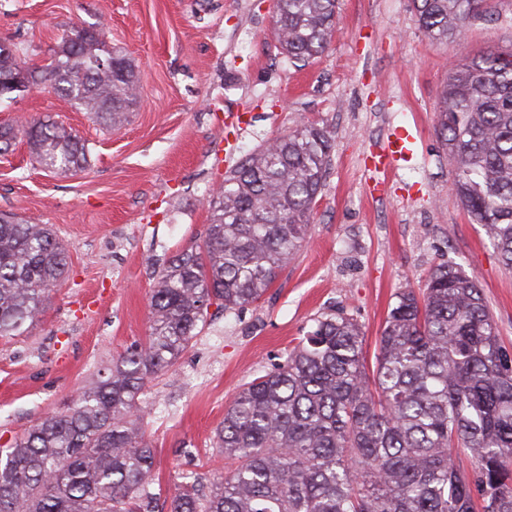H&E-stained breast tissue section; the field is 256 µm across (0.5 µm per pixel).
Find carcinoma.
Listing matches in <instances>:
<instances>
[{
  "instance_id": "carcinoma-1",
  "label": "carcinoma",
  "mask_w": 512,
  "mask_h": 512,
  "mask_svg": "<svg viewBox=\"0 0 512 512\" xmlns=\"http://www.w3.org/2000/svg\"><path fill=\"white\" fill-rule=\"evenodd\" d=\"M337 0H275V38L306 63L328 47ZM432 42L463 46L488 0H413ZM62 39L49 71L28 69L77 109L118 129L137 98L129 60L93 59L105 30ZM22 65L0 45V76ZM453 189L512 268V49L460 54L437 103ZM34 160L64 174L88 148L66 128L23 129ZM330 132L304 121L249 153L209 200L202 243L159 271L146 341L112 362L73 403L24 430L0 462V512H512V349L478 284L437 265L422 292L398 293L367 372L364 334L342 309L314 319L283 362L225 410L214 447L224 477L205 490L151 491L155 448L137 401L171 367L215 304L264 296L300 250L331 159ZM68 250L46 224L0 219V337L21 336L63 278Z\"/></svg>"
}]
</instances>
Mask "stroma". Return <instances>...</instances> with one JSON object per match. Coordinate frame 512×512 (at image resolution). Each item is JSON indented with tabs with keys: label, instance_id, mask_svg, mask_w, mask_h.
<instances>
[{
	"label": "stroma",
	"instance_id": "obj_1",
	"mask_svg": "<svg viewBox=\"0 0 512 512\" xmlns=\"http://www.w3.org/2000/svg\"><path fill=\"white\" fill-rule=\"evenodd\" d=\"M274 0H0V44L28 66L49 63L63 34L104 24L134 63L138 100L108 129L35 88L0 99V125L52 120L86 144L76 174L40 167L27 139L0 152V217L50 225L69 265L39 320L0 338V448L66 407L151 332L157 274L205 236L207 201L245 153L309 120L333 138L307 244L262 299L210 306L198 336L140 397L163 492L224 471L212 446L231 400L272 369L331 309L353 315L374 366L396 295L452 262L476 280L512 347V269L452 189L436 105L454 45L416 27L412 0H338L324 53L298 66L273 35ZM512 47V0L471 21L466 50ZM417 140L411 161L375 167L394 132Z\"/></svg>",
	"mask_w": 512,
	"mask_h": 512
}]
</instances>
